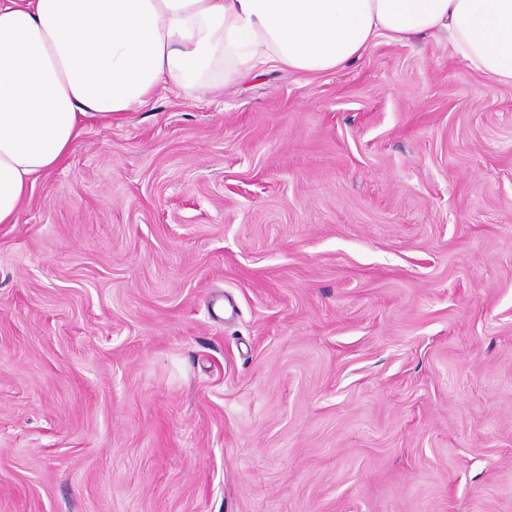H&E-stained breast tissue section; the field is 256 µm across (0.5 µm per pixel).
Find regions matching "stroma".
<instances>
[{
	"label": "stroma",
	"mask_w": 512,
	"mask_h": 512,
	"mask_svg": "<svg viewBox=\"0 0 512 512\" xmlns=\"http://www.w3.org/2000/svg\"><path fill=\"white\" fill-rule=\"evenodd\" d=\"M0 512H512V84L382 38L87 123L0 224Z\"/></svg>",
	"instance_id": "stroma-1"
}]
</instances>
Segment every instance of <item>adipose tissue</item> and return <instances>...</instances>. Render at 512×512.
Masks as SVG:
<instances>
[{
	"mask_svg": "<svg viewBox=\"0 0 512 512\" xmlns=\"http://www.w3.org/2000/svg\"><path fill=\"white\" fill-rule=\"evenodd\" d=\"M439 33L469 66L512 82V0H0V224L87 121L165 89L209 94L218 71L320 74L378 38Z\"/></svg>",
	"mask_w": 512,
	"mask_h": 512,
	"instance_id": "obj_1",
	"label": "adipose tissue"
}]
</instances>
